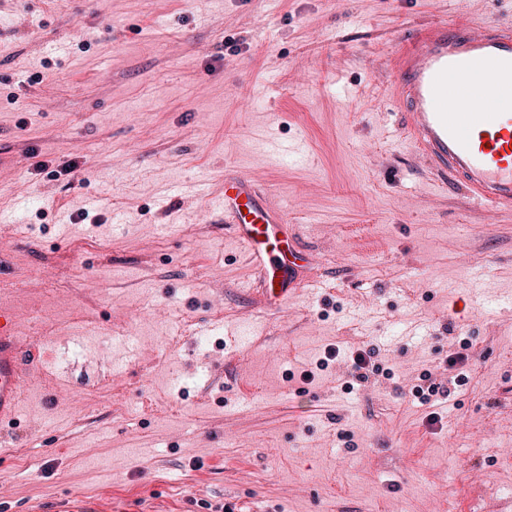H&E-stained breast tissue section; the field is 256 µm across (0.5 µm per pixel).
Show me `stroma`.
I'll list each match as a JSON object with an SVG mask.
<instances>
[{
	"label": "stroma",
	"instance_id": "35a3bbf8",
	"mask_svg": "<svg viewBox=\"0 0 512 512\" xmlns=\"http://www.w3.org/2000/svg\"><path fill=\"white\" fill-rule=\"evenodd\" d=\"M460 17L512 0H0V307L44 352L0 512H512V212L434 185L390 105ZM231 170L316 257L283 310ZM375 355L374 349H370L369 351H358L352 357V378L353 381L349 383V387H354V383L364 382L368 376L366 373L362 372L363 370H367L369 366H372V371H379V365L372 364V356Z\"/></svg>",
	"mask_w": 512,
	"mask_h": 512
}]
</instances>
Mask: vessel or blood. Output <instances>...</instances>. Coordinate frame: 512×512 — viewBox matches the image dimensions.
Returning a JSON list of instances; mask_svg holds the SVG:
<instances>
[{"instance_id":"obj_1","label":"vessel or blood","mask_w":512,"mask_h":512,"mask_svg":"<svg viewBox=\"0 0 512 512\" xmlns=\"http://www.w3.org/2000/svg\"><path fill=\"white\" fill-rule=\"evenodd\" d=\"M406 141L428 176L454 181L476 204L512 210V24L435 22L416 31L390 66ZM221 207L271 310L287 306L314 256L288 229L285 214L257 180L224 176ZM35 360L0 309V423L15 419L22 379Z\"/></svg>"}]
</instances>
